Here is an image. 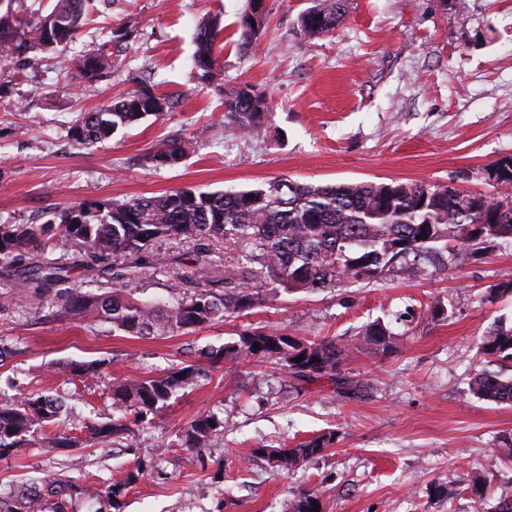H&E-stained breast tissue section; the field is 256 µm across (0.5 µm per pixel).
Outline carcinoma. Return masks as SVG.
I'll return each instance as SVG.
<instances>
[{"mask_svg": "<svg viewBox=\"0 0 512 512\" xmlns=\"http://www.w3.org/2000/svg\"><path fill=\"white\" fill-rule=\"evenodd\" d=\"M346 0H319L300 17L303 32L324 35L336 29ZM84 0H58L49 19L34 31L40 45L65 47L82 27ZM220 35L218 20L198 28L193 62L200 85L218 76L215 44ZM108 42L90 43L78 68L80 78L94 81L120 69V62L106 51ZM172 105L169 98L151 89L136 90L107 108L82 113L68 128L69 136L83 145H96L148 115H162ZM269 111L263 94L254 95L249 85L225 94L224 117L235 128L255 136L267 130ZM187 153L177 137L164 139L145 156L154 168L169 158L177 164ZM498 184L504 190L482 203L454 193L440 183L361 182L336 186L298 184L287 179L241 191L195 193L172 190L150 198L109 200L93 205L63 208L45 224H0V269L22 267L27 276L15 285L31 308L54 307L61 317L103 319L135 336L150 338L188 333L218 319L241 314L261 304L264 296L254 281L268 286L270 296L285 292L326 291L345 282L380 281L399 262L417 265L443 243L448 249L512 242V165L504 167ZM503 222L482 224L501 208ZM426 235H421V232ZM178 239L197 252L196 279L188 287L171 289L170 301L149 305L135 298L129 281L136 270L175 262L154 249L157 240ZM244 240L251 246L236 263L220 270L211 262L212 245ZM83 258L86 264L112 261V279L120 288L101 294L61 288L62 272ZM375 353L393 351L389 329L375 323L363 333ZM259 348H254V345ZM348 347L333 339L305 340L254 329L239 342L208 350L207 364L187 363L175 371L123 383L113 389L112 407L120 416L89 426L92 437L110 439L133 423L157 416L179 391L190 389L230 356L243 362L279 363L296 380L328 378L342 394L358 383L342 373ZM480 353L502 367L512 362V327L499 326L481 339ZM302 357L297 362L295 358ZM103 360L69 366L81 377L100 373ZM473 390L485 400L512 404V376L503 370L477 372ZM62 404L42 392L0 397V457L11 455L36 430L54 422ZM224 417L207 410L186 425L181 447L207 448L224 435ZM334 435L313 438L299 447L256 449L272 466L289 469L321 455ZM150 452L139 453L123 481L98 493L95 512H121V495L146 471ZM85 491L72 478L57 473L17 493L0 492V512H69V505ZM320 503L315 494L302 493L291 501L290 512H312Z\"/></svg>", "mask_w": 512, "mask_h": 512, "instance_id": "1", "label": "carcinoma"}]
</instances>
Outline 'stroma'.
I'll return each instance as SVG.
<instances>
[{"mask_svg":"<svg viewBox=\"0 0 512 512\" xmlns=\"http://www.w3.org/2000/svg\"><path fill=\"white\" fill-rule=\"evenodd\" d=\"M315 0H266L264 28L240 47L247 0H85V24L66 49L28 41L0 54V224H42L56 209L176 189L238 191L287 177L314 185L418 181L492 192L486 172L512 157V0H346L335 31L308 36L301 15ZM219 17L218 79L198 87L192 56L198 26ZM117 44L119 72L95 82L78 75L81 53L128 19ZM174 106L87 148L68 128L142 85ZM250 85L271 107L265 137L224 118L226 92ZM189 140L188 155L153 168L156 142ZM512 246L463 250L424 262L421 272L280 293L242 315L187 334L141 338L104 321L56 318L29 306L0 311V396L48 391L69 421L37 430L0 459V487H24L68 472L88 494L123 480L133 449L155 464L122 495V512H288L294 496L317 494L323 512H497L512 499V459L496 455L512 437V405L471 390L485 366L482 336L512 326ZM441 300L444 313L428 305ZM381 321L393 353L367 350L360 332ZM265 328L345 342L346 375L360 394L327 379L291 382L279 366L232 360L196 388L173 396L153 420L119 443L82 423L111 418L115 384L158 375L201 352ZM106 359L110 368L70 377L68 363ZM223 411L221 440L198 454L179 433L206 410ZM75 430L77 447L52 453L44 437ZM334 432L321 456L287 472L253 457L256 448H294ZM453 491L439 493V486ZM481 494H474V486Z\"/></svg>","mask_w":512,"mask_h":512,"instance_id":"1","label":"stroma"}]
</instances>
